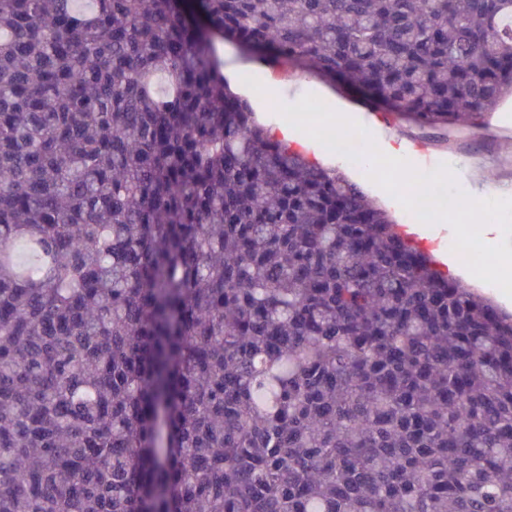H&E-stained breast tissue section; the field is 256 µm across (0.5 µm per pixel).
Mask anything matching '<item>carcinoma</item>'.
<instances>
[{
  "label": "carcinoma",
  "mask_w": 512,
  "mask_h": 512,
  "mask_svg": "<svg viewBox=\"0 0 512 512\" xmlns=\"http://www.w3.org/2000/svg\"><path fill=\"white\" fill-rule=\"evenodd\" d=\"M218 38L420 128L512 97V0H0V512H512V314ZM288 144L295 149L304 151L312 160L320 162L324 167L336 169L346 174L358 183L370 199L385 209L402 227L408 236L424 251L432 254L438 260L440 268L449 277L460 279L479 294L491 297L503 310L512 312V298L507 297L499 288H493L474 277L468 270L467 275L451 274L448 266L441 260V254L458 253L452 250L453 231L447 223L425 225L405 211L399 201L387 193L369 178L371 162L354 163L345 157L333 153L305 133L288 126Z\"/></svg>",
  "instance_id": "carcinoma-1"
}]
</instances>
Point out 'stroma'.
I'll use <instances>...</instances> for the list:
<instances>
[{
	"label": "stroma",
	"instance_id": "stroma-1",
	"mask_svg": "<svg viewBox=\"0 0 512 512\" xmlns=\"http://www.w3.org/2000/svg\"><path fill=\"white\" fill-rule=\"evenodd\" d=\"M248 60V70L228 69L224 78L234 92L248 101L269 133L279 139L287 138L292 148L304 151L324 167L346 174L385 209L421 249L433 256L452 250L453 231L448 224L429 226L413 218L396 198L370 179V162H352L301 131L284 129V120L275 111L276 103H293L304 95H316L362 123L375 140L390 143L395 156L411 158L413 144H422L431 156V166L450 164L458 185L471 197L479 200L512 198V101H503L483 129L431 130L378 112L359 96L313 74L274 66L255 57Z\"/></svg>",
	"mask_w": 512,
	"mask_h": 512
}]
</instances>
